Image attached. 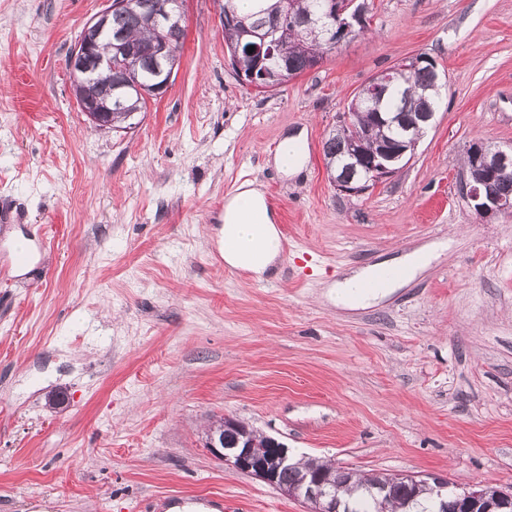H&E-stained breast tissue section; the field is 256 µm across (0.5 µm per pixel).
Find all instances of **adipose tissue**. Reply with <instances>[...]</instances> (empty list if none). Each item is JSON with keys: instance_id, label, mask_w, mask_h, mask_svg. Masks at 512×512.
Listing matches in <instances>:
<instances>
[{"instance_id": "obj_1", "label": "adipose tissue", "mask_w": 512, "mask_h": 512, "mask_svg": "<svg viewBox=\"0 0 512 512\" xmlns=\"http://www.w3.org/2000/svg\"><path fill=\"white\" fill-rule=\"evenodd\" d=\"M223 236L236 243L235 248L224 252V261L229 266L247 269L260 279L277 262L278 229L273 214L266 210L264 193L257 183L242 182L226 200ZM428 262L425 252L406 255L395 263V276L383 281L378 278L380 265L355 270L337 281L336 301L349 307L370 306L414 278Z\"/></svg>"}]
</instances>
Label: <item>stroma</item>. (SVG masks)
<instances>
[{"label": "stroma", "mask_w": 512, "mask_h": 512, "mask_svg": "<svg viewBox=\"0 0 512 512\" xmlns=\"http://www.w3.org/2000/svg\"><path fill=\"white\" fill-rule=\"evenodd\" d=\"M373 3L362 34L261 93L213 0H185L168 90L98 130L67 58L105 0H0V512H307L212 455L225 417L359 473L512 489V215L482 220L458 192L471 143L512 147V0ZM420 53L444 89L412 159L339 192L337 114ZM297 134L286 177L272 158ZM246 179L294 243L261 281L218 245ZM423 248L378 304L330 300L346 271ZM286 147H288L289 150H292L291 155L288 154L287 156L284 153V149ZM302 155L301 135L287 136L281 141L273 156V165L277 171L282 174L288 175L297 173L303 162Z\"/></svg>", "instance_id": "stroma-1"}]
</instances>
